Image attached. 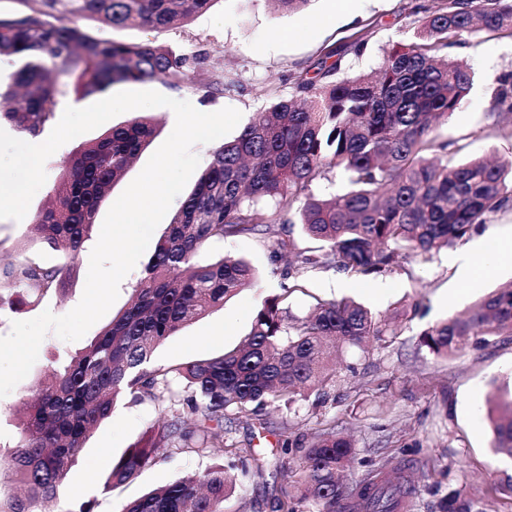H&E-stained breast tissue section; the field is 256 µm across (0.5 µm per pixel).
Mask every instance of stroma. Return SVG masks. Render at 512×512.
<instances>
[{
	"label": "stroma",
	"instance_id": "stroma-1",
	"mask_svg": "<svg viewBox=\"0 0 512 512\" xmlns=\"http://www.w3.org/2000/svg\"><path fill=\"white\" fill-rule=\"evenodd\" d=\"M429 2L357 0L348 14L342 11L341 0H311L305 13L288 14L274 9L270 0H215L207 11L169 28H112L96 21L91 27L117 42L152 41L179 54L204 55L191 86L177 89L154 80L148 82V89L203 104L213 112L235 108L246 123L270 97L288 96L291 75L316 62L326 49H336L343 68L376 69L385 49L414 39L422 7ZM363 31L369 34L368 43L358 55L352 42ZM447 53L471 67L474 83L448 121L435 129V136L448 142L450 154L459 162L493 152L503 158L512 156V141L502 138L488 117L500 79L512 74V39L483 31L466 33ZM221 76L227 82L224 93L208 96V83ZM150 113L158 122L156 134L102 201L97 220H104L174 128L175 115L169 108L154 107ZM25 234L24 223L0 219V261L25 257L54 261V254L41 245L25 244ZM509 239L512 207L497 212L470 236L431 258L408 256L389 274L347 278L337 269L322 266L303 273L302 289L289 298L292 315L306 316L320 300L351 297L382 318L403 310L400 329L369 350L345 349L340 377L325 403L312 395L289 409L268 407L264 414L269 427L262 433L252 428L247 417H237L224 436L225 447L251 448L271 458L279 452L281 434L308 438L332 424L354 440L348 480H360L379 467L403 469L417 488L412 512H439L441 498L451 489L460 490L475 512H512V494L504 490L512 481V459L495 453L488 419L500 389L512 388V341L471 346L447 358L434 356L420 342L429 327L468 311L481 296L512 282V257L502 251ZM477 240L484 247L486 267L466 279L454 257ZM85 247L63 292L0 313V336L10 333L13 322L33 319L47 310L61 316L80 302L94 244L89 241ZM293 247L314 250L318 244L287 224L270 229L261 225L253 234L208 244L204 256L245 258L258 270L260 281L168 337L156 350L155 363L206 359L242 344L264 299L280 293ZM342 278L349 286L340 290L336 283ZM86 344L83 338L67 342L55 334L46 335L29 374L0 398V458H9L13 451L22 402L51 367L66 362ZM160 416V406L151 400L120 401L111 418L90 434L58 497L49 503V512H76L88 500L93 501L94 512H120L130 499L201 472L206 460L189 452H166L137 479L106 488L113 462L137 444ZM283 486L281 479L271 476L252 479L225 502L224 512H271L269 502L280 496Z\"/></svg>",
	"mask_w": 512,
	"mask_h": 512
}]
</instances>
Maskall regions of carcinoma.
<instances>
[{
  "mask_svg": "<svg viewBox=\"0 0 512 512\" xmlns=\"http://www.w3.org/2000/svg\"><path fill=\"white\" fill-rule=\"evenodd\" d=\"M0 12V56L23 61L15 93H0V118L36 137L54 115L55 97L103 94L117 83L162 79L191 83L187 57L152 43H121L92 33L83 19L112 27H168L207 10L216 0H19ZM414 40L384 52L372 75L351 74L327 51L292 77L294 95L255 113L231 141L217 146L194 189L173 216L133 289L131 305L103 328L25 404L15 451L4 462L19 493L0 512H40L58 495L92 430L117 403L149 397L164 415L115 463L106 488L138 477L160 450L224 457V418L244 414L264 431V406L292 404L333 382L331 354L365 349L397 335L396 322L352 300H328L297 318L288 297L299 282L257 310L246 344L211 358L154 365L156 348L210 309L253 283L243 259L205 257L213 241L248 234L258 223L292 224L321 242V255H293L300 274L320 264L356 277L388 273L406 253L425 257L452 246L512 204V163L481 158L457 163L435 126L469 94V66L442 54L463 33L487 30L512 38V0H434ZM67 78L58 90L54 77ZM512 139V75L504 77L489 112ZM155 132L137 113L77 146L48 203L27 224V240L58 255L49 264L30 258L0 267V293L37 297L65 289L112 185ZM341 168L350 188L332 199L312 191L328 169ZM512 338V285L477 304L471 314L439 322L422 345L442 358L499 337ZM494 450L512 458V391L492 408ZM280 452L300 454L293 484L272 512H404L416 494L401 473L371 472L355 483L341 473L354 459L349 436L330 426L306 442L282 438ZM230 454L244 477H263L270 460L251 448ZM235 490L224 464L181 478L130 503L123 512H224ZM441 512H472L457 489Z\"/></svg>",
  "mask_w": 512,
  "mask_h": 512,
  "instance_id": "obj_1",
  "label": "carcinoma"
}]
</instances>
